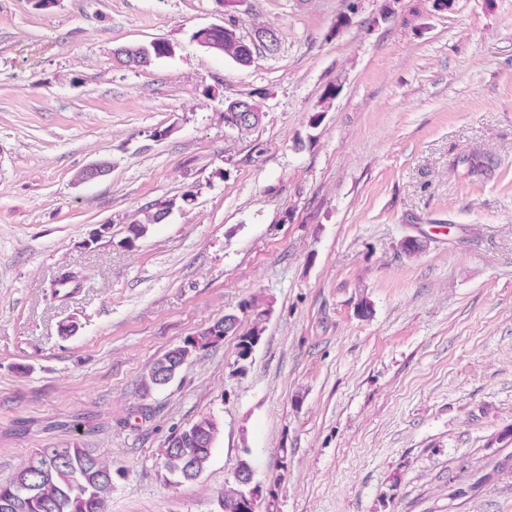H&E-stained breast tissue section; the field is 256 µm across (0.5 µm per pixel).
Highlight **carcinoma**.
Segmentation results:
<instances>
[{
    "instance_id": "obj_1",
    "label": "carcinoma",
    "mask_w": 512,
    "mask_h": 512,
    "mask_svg": "<svg viewBox=\"0 0 512 512\" xmlns=\"http://www.w3.org/2000/svg\"><path fill=\"white\" fill-rule=\"evenodd\" d=\"M193 39L203 48L231 58L246 66L253 59L254 49L240 41L222 25L213 24L197 30ZM171 55L170 45L161 40L137 48H121L117 56L133 67H146L155 59ZM241 108L239 130L257 126L260 107L249 98H237L224 106ZM169 211L167 204L146 213L145 221L127 226L132 237L146 233L147 225L163 221ZM224 339V321L215 322L198 335L168 350L156 359L144 377L141 388L145 394L164 387L200 349ZM238 357L245 360L258 343L259 332L238 336ZM218 433L214 419L204 416L188 427L175 432L159 449L165 471L176 483L194 482L204 472L211 457ZM112 493V465L77 443L45 448L32 456L7 483H0V512H105ZM258 488L234 483L224 490L222 512H256Z\"/></svg>"
}]
</instances>
